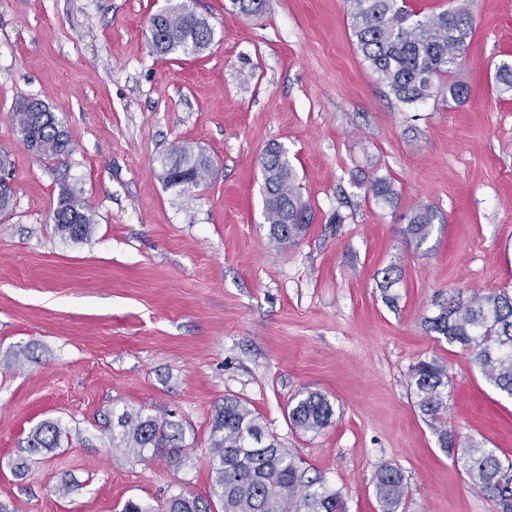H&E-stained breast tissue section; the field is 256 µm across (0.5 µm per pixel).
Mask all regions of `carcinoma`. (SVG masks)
Masks as SVG:
<instances>
[{"instance_id":"obj_1","label":"carcinoma","mask_w":512,"mask_h":512,"mask_svg":"<svg viewBox=\"0 0 512 512\" xmlns=\"http://www.w3.org/2000/svg\"><path fill=\"white\" fill-rule=\"evenodd\" d=\"M243 15H257L265 0H231ZM357 48L365 62L401 103L412 106L438 94L445 75L466 55L474 18L467 4L438 14L419 17L406 0H343ZM150 42L159 55L197 54L214 37L209 21L198 15L193 0H178L149 19ZM499 92L512 96V61H503L494 75ZM13 118L22 143L48 160L69 154L67 132L56 114L42 101L20 97ZM263 210L269 242L281 248L298 243L313 220L312 207L297 183L288 155L280 145L262 156ZM210 160L184 144L169 153L162 179L186 194L207 180ZM369 191L384 204L396 195L394 182L375 177ZM50 219L57 232L70 240L88 237L94 216L79 195L60 188ZM439 220L430 205L408 215V235L421 243ZM427 331L468 353L487 381L512 398V296L505 291L457 295L427 318ZM410 386L416 406L433 425L440 448L462 466L471 485L494 505V512H512V460L502 461L494 451L472 442H460L448 432L443 414L448 408V369L436 359L420 360L411 369ZM288 422L296 432H319L334 415L330 401L320 392L302 391L290 401ZM112 445L142 460L164 457L182 462V424L169 418L129 408L112 410ZM64 430L57 420L37 424L28 437L32 452L60 445ZM208 464L213 475L208 497L184 492L152 505L128 501L122 512H346L339 490L308 475L294 451L267 432L259 417L241 399L227 395L212 420ZM374 488L380 512H401L407 494L402 471L391 465L375 473Z\"/></svg>"}]
</instances>
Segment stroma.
I'll return each instance as SVG.
<instances>
[{
	"instance_id": "1",
	"label": "stroma",
	"mask_w": 512,
	"mask_h": 512,
	"mask_svg": "<svg viewBox=\"0 0 512 512\" xmlns=\"http://www.w3.org/2000/svg\"><path fill=\"white\" fill-rule=\"evenodd\" d=\"M166 0H0V147L12 206L0 214V502L10 512H121L184 491L207 496L212 418L246 402L346 512H378L385 464L407 482L403 512H493L416 406L411 367L448 368L458 439L512 459V399L425 319L458 291L512 293V0H472L467 86L407 107L364 61L342 0H266L244 16L196 0L214 29L197 56H159L148 19ZM42 100L72 150L43 160L19 140L16 98ZM188 143L212 162L185 196L161 175ZM278 144L314 216L298 245L268 240L260 158ZM392 178L393 205L366 186ZM92 207L90 237L49 219L61 184ZM433 206L424 242L406 216ZM400 279L381 288L383 269ZM324 394L332 423L294 432L289 400ZM182 420L186 462H141L112 445V411ZM65 429L34 456L32 427ZM70 491L55 494L60 482Z\"/></svg>"
}]
</instances>
